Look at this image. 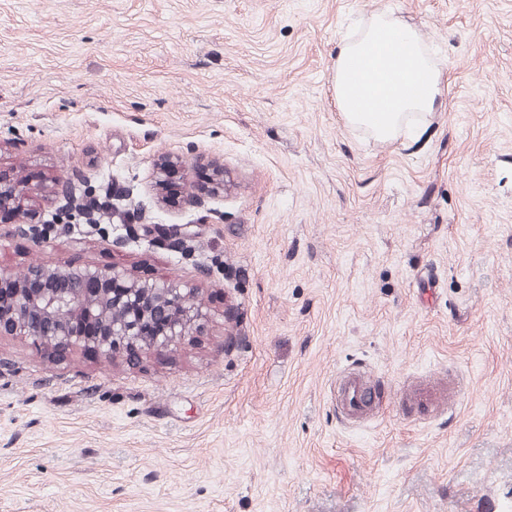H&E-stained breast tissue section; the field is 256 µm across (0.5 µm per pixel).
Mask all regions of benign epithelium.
Returning a JSON list of instances; mask_svg holds the SVG:
<instances>
[{
  "label": "benign epithelium",
  "mask_w": 512,
  "mask_h": 512,
  "mask_svg": "<svg viewBox=\"0 0 512 512\" xmlns=\"http://www.w3.org/2000/svg\"><path fill=\"white\" fill-rule=\"evenodd\" d=\"M199 169L169 165L157 187H181ZM46 189L11 170H0V217L11 224L39 223L34 196ZM204 304L192 288L164 277L141 278L128 267H36L15 278L0 269V335L25 336L50 356L78 351L111 361L139 362L148 351L177 348L203 324Z\"/></svg>",
  "instance_id": "1"
}]
</instances>
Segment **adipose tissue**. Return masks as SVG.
Listing matches in <instances>:
<instances>
[{
	"mask_svg": "<svg viewBox=\"0 0 512 512\" xmlns=\"http://www.w3.org/2000/svg\"><path fill=\"white\" fill-rule=\"evenodd\" d=\"M447 92L419 30L385 11L363 17L335 63L336 106L346 124L383 144L432 113Z\"/></svg>",
	"mask_w": 512,
	"mask_h": 512,
	"instance_id": "obj_1",
	"label": "adipose tissue"
}]
</instances>
